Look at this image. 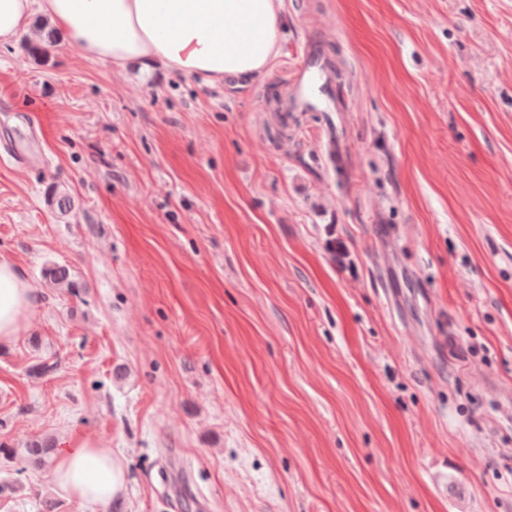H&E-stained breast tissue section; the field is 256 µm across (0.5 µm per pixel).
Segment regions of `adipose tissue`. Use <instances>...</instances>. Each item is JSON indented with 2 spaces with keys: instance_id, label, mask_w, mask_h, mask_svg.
Returning a JSON list of instances; mask_svg holds the SVG:
<instances>
[{
  "instance_id": "ef3b65f1",
  "label": "adipose tissue",
  "mask_w": 512,
  "mask_h": 512,
  "mask_svg": "<svg viewBox=\"0 0 512 512\" xmlns=\"http://www.w3.org/2000/svg\"><path fill=\"white\" fill-rule=\"evenodd\" d=\"M57 25L76 55L116 66L137 64L201 78L255 80L279 52L284 0H0V47L29 33L35 13ZM34 288L0 260V338L17 335ZM50 481L106 512L124 486L111 451L82 442L59 449Z\"/></svg>"
}]
</instances>
